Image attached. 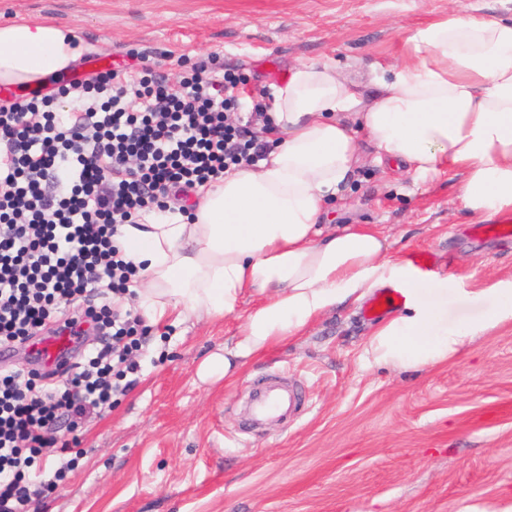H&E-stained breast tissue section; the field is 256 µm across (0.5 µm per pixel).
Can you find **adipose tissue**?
Segmentation results:
<instances>
[{
    "label": "adipose tissue",
    "mask_w": 512,
    "mask_h": 512,
    "mask_svg": "<svg viewBox=\"0 0 512 512\" xmlns=\"http://www.w3.org/2000/svg\"><path fill=\"white\" fill-rule=\"evenodd\" d=\"M409 43L410 61L390 76L369 70L370 95L330 63L293 65L269 100L281 142L258 167L228 171L202 190L192 218L153 214L122 226L121 243L139 269L138 302L152 323L221 317L245 294L258 296L233 347L200 363V380H233L249 359L329 308L388 286H403L404 309L368 336L371 364L431 366L512 321V281L491 289L482 318L450 329L430 297L407 288V265L386 260V236L368 224L321 229L326 203L359 164L361 129L385 162L421 175L443 166L461 172L472 214L512 213V20L452 11ZM82 53L72 29L0 24V84H46Z\"/></svg>",
    "instance_id": "obj_1"
}]
</instances>
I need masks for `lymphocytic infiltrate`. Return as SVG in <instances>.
Returning a JSON list of instances; mask_svg holds the SVG:
<instances>
[{"instance_id": "1", "label": "lymphocytic infiltrate", "mask_w": 512, "mask_h": 512, "mask_svg": "<svg viewBox=\"0 0 512 512\" xmlns=\"http://www.w3.org/2000/svg\"><path fill=\"white\" fill-rule=\"evenodd\" d=\"M217 63L187 64L173 85L145 62L131 75L115 68L0 106V343L29 340L71 304L80 311L64 328L91 322L108 338L53 384L0 369V512H29L33 492L58 488L65 468H33L51 427L63 418L77 434L141 369L150 327L108 302L85 303L105 286L126 292L136 274L119 225L169 212L173 192L216 184L268 149L227 118L264 112L265 102L244 95L245 75L216 73ZM61 100L70 111L57 109Z\"/></svg>"}]
</instances>
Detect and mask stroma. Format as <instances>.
<instances>
[{"label": "stroma", "instance_id": "obj_1", "mask_svg": "<svg viewBox=\"0 0 512 512\" xmlns=\"http://www.w3.org/2000/svg\"><path fill=\"white\" fill-rule=\"evenodd\" d=\"M508 20L512 0H0V23L72 28L87 54L135 69L138 51L177 80L184 58L219 56L270 91L299 62L341 71L407 59L415 30L447 15ZM361 161L327 207L326 230L369 224L392 260L431 258L449 326L480 318L489 288L512 280V240L475 236L461 176L424 179L386 166L367 132ZM258 299L221 318L157 325L134 386L80 430L79 462L30 512H512V321L448 361L407 372L368 365L375 321L346 302L300 337L251 360L232 381L196 371L238 334ZM300 383L313 407L297 420L245 432L254 379Z\"/></svg>", "mask_w": 512, "mask_h": 512}]
</instances>
